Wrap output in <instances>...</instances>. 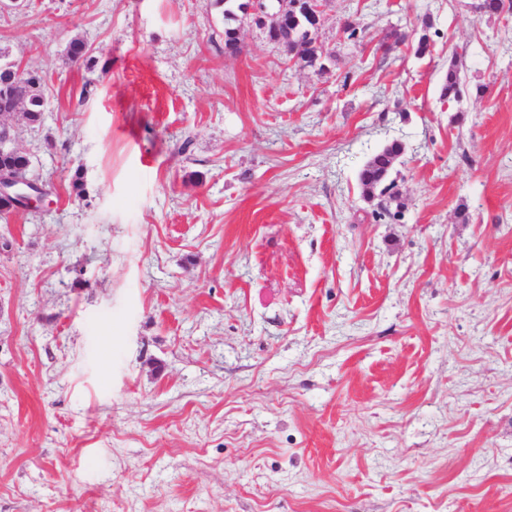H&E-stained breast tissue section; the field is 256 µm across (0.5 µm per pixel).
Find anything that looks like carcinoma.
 I'll use <instances>...</instances> for the list:
<instances>
[{"label": "carcinoma", "mask_w": 512, "mask_h": 512, "mask_svg": "<svg viewBox=\"0 0 512 512\" xmlns=\"http://www.w3.org/2000/svg\"><path fill=\"white\" fill-rule=\"evenodd\" d=\"M215 4L224 7V45L226 48L241 51L238 28L233 26L237 21L236 11L245 8L250 0H214ZM476 10L488 17L496 16L504 11H512V0H479ZM432 22L422 18L420 25L412 32H394V44L401 45L408 41L414 42L415 54L425 56L431 53L432 39L429 30ZM268 37L275 43L288 47L292 58L305 62L315 55L322 54L314 38V27L308 18L300 12H289L284 20L276 27L267 28ZM44 76L35 70L18 71L10 62H0V130H8L10 126L3 118L20 111L24 113L28 123L38 126L42 122L44 110ZM466 77L456 61L448 64V70L440 85V98L448 101H458L463 97ZM405 147L394 140L373 154L364 164L359 173V183L362 194L366 197L389 194V199L380 203V215L392 219L398 217L404 209V203L398 194L391 192L392 185L386 181L395 163L404 154ZM29 158L27 154L11 149L0 151V171H11L16 175L27 170ZM396 203V211H390L391 203Z\"/></svg>", "instance_id": "carcinoma-1"}]
</instances>
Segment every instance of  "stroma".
Wrapping results in <instances>:
<instances>
[{"mask_svg": "<svg viewBox=\"0 0 512 512\" xmlns=\"http://www.w3.org/2000/svg\"><path fill=\"white\" fill-rule=\"evenodd\" d=\"M477 2L329 0L321 73L246 15L225 52L213 0L0 11L51 202L0 219V512H512V13ZM432 28V22L429 17H423L420 25L416 26L411 33L395 31L393 34L394 44L401 45L414 41L415 54L425 56L431 53L432 39L429 30ZM466 86V77L455 60L450 61L448 70L440 85V98L448 101H460ZM404 151V145L398 140H393L366 161L359 173L360 187L366 198L374 197L375 194L383 196L391 190L392 182L389 185L385 183Z\"/></svg>", "mask_w": 512, "mask_h": 512, "instance_id": "stroma-1", "label": "stroma"}]
</instances>
